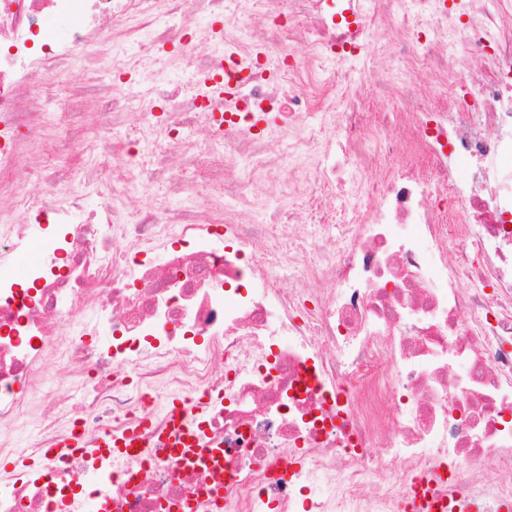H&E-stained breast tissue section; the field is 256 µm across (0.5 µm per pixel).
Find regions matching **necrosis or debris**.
Here are the masks:
<instances>
[{"label":"necrosis or debris","mask_w":512,"mask_h":512,"mask_svg":"<svg viewBox=\"0 0 512 512\" xmlns=\"http://www.w3.org/2000/svg\"><path fill=\"white\" fill-rule=\"evenodd\" d=\"M73 67L111 79L58 94ZM162 388L204 457L155 445ZM77 428L145 446L52 454ZM22 430L0 512L512 503V0H0V447Z\"/></svg>","instance_id":"necrosis-or-debris-1"}]
</instances>
